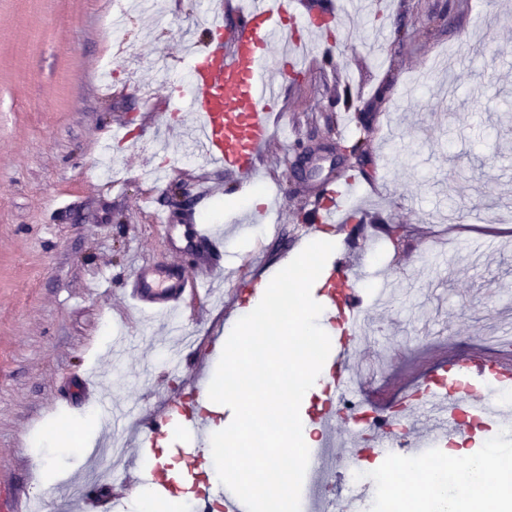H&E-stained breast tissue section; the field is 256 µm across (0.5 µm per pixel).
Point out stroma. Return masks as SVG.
<instances>
[{"label":"stroma","instance_id":"obj_1","mask_svg":"<svg viewBox=\"0 0 512 512\" xmlns=\"http://www.w3.org/2000/svg\"><path fill=\"white\" fill-rule=\"evenodd\" d=\"M341 38L333 55L291 72L282 95L287 138L268 147L253 184L271 208L263 222L234 175L200 171L176 145L188 111L159 72L189 52L210 0H157L133 9L126 51L106 20L112 0H0V485L72 512L64 488L94 476L123 496L138 473V432L117 420L97 448L115 458L33 445L61 420L80 436L98 393L149 410L184 393L223 352L231 286L214 272L183 315L134 307L125 288L194 275L205 246H187L153 221L211 216L243 278L284 279V261L324 233L325 262L356 285L397 283L388 304L364 302L371 340L357 363L377 362L378 389L400 390L454 350L512 337V0H333ZM124 128L134 144H113ZM352 176L336 220L312 207L331 181ZM123 189H111L113 181ZM374 223L353 231L347 213ZM403 226L400 240L385 225ZM58 479L45 485L44 471Z\"/></svg>","mask_w":512,"mask_h":512}]
</instances>
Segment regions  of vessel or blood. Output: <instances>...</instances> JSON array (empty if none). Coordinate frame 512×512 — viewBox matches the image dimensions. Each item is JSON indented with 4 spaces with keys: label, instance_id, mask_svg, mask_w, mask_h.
Segmentation results:
<instances>
[{
    "label": "vessel or blood",
    "instance_id": "1",
    "mask_svg": "<svg viewBox=\"0 0 512 512\" xmlns=\"http://www.w3.org/2000/svg\"><path fill=\"white\" fill-rule=\"evenodd\" d=\"M290 8L289 0H247L246 5L236 8L235 25L228 31L224 28L223 0H214L215 19L209 35L192 53L191 78L180 89L195 119L184 134L199 166L220 167L242 180L258 174L264 151L275 138L274 114L283 108L275 80L288 76L287 67H276L271 51L288 47L298 30L312 35L335 20L330 8L306 19L290 15ZM345 187L342 181L331 184L315 201L317 223H328L332 201ZM320 273L334 284L324 301V320L329 325L340 324L342 334L322 360L328 378L327 398L314 415L321 439L309 449L304 464L302 491L307 512H336L335 500L320 492L331 477V459L357 461L373 455L398 460V450L389 437L391 426L405 422L412 427L407 453L419 463L466 428L468 420L499 430L512 424V405L499 402L493 395L496 386L512 384V356L469 354L421 374L413 393L396 392L400 414L381 412L380 427L371 439L340 445L344 417L337 412L336 402L366 389L350 362L361 329L362 300L343 269L324 266ZM198 285L196 279L180 278L155 288L138 278L128 294L140 306L172 310L183 305L187 288ZM462 411L468 413V420L459 419ZM178 420L189 424L197 441L205 440L209 430L206 419L171 403L142 418L144 442H154ZM214 497L223 498L224 512H248L243 493L220 485L207 487L197 500L203 505ZM77 502L82 512H114L118 498L106 493L99 483L85 482L78 489Z\"/></svg>",
    "mask_w": 512,
    "mask_h": 512
}]
</instances>
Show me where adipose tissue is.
Returning a JSON list of instances; mask_svg holds the SVG:
<instances>
[{
    "mask_svg": "<svg viewBox=\"0 0 512 512\" xmlns=\"http://www.w3.org/2000/svg\"><path fill=\"white\" fill-rule=\"evenodd\" d=\"M325 282L317 267H310L296 281L294 307L272 311L265 305L250 307L246 316L229 323L225 335V366L210 379L209 397L222 402L227 413L213 427L212 448L203 452L202 470L217 481L234 476L240 490L256 500L260 512L277 501L281 512H292L299 501L300 471L297 461L314 444L316 426L307 412L309 399L325 379L319 363L298 356L297 332L327 338L321 307L316 298ZM290 368L288 389H273V372ZM279 416L288 422L270 447L259 449L256 460L277 467L275 483H260L250 476L249 465L238 461V447L251 425ZM487 452L475 448L449 450L430 473L421 491L427 512H460L464 500L495 496L497 512H512V496L499 493L486 476Z\"/></svg>",
    "mask_w": 512,
    "mask_h": 512,
    "instance_id": "1",
    "label": "adipose tissue"
}]
</instances>
